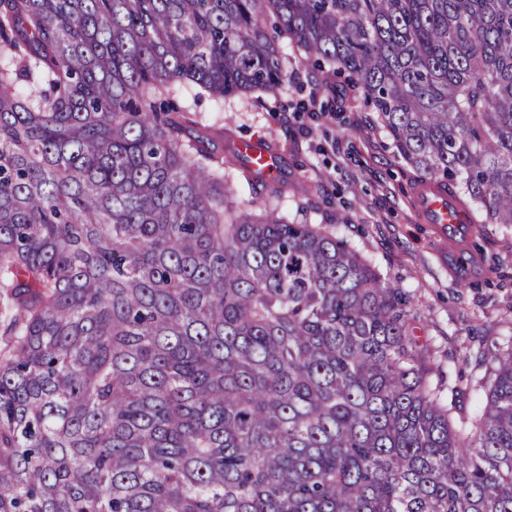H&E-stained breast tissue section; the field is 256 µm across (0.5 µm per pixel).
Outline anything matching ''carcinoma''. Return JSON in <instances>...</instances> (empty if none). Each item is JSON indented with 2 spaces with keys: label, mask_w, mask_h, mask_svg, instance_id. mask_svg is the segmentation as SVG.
I'll list each match as a JSON object with an SVG mask.
<instances>
[{
  "label": "carcinoma",
  "mask_w": 512,
  "mask_h": 512,
  "mask_svg": "<svg viewBox=\"0 0 512 512\" xmlns=\"http://www.w3.org/2000/svg\"><path fill=\"white\" fill-rule=\"evenodd\" d=\"M284 38L512 225V0H0V512H512V348L456 419L406 294L168 105Z\"/></svg>",
  "instance_id": "cac0c4a2"
}]
</instances>
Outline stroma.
Returning a JSON list of instances; mask_svg holds the SVG:
<instances>
[{"label":"stroma","instance_id":"1","mask_svg":"<svg viewBox=\"0 0 512 512\" xmlns=\"http://www.w3.org/2000/svg\"><path fill=\"white\" fill-rule=\"evenodd\" d=\"M289 66L290 82L274 95L218 100L187 90L177 101L218 130L215 148L259 141L279 149V208L302 223L335 225L410 294L428 365L443 375L455 417H471L487 376L477 355L512 343V226L474 224L453 237L420 223L413 171L376 112L341 93L343 77L292 57Z\"/></svg>","mask_w":512,"mask_h":512}]
</instances>
